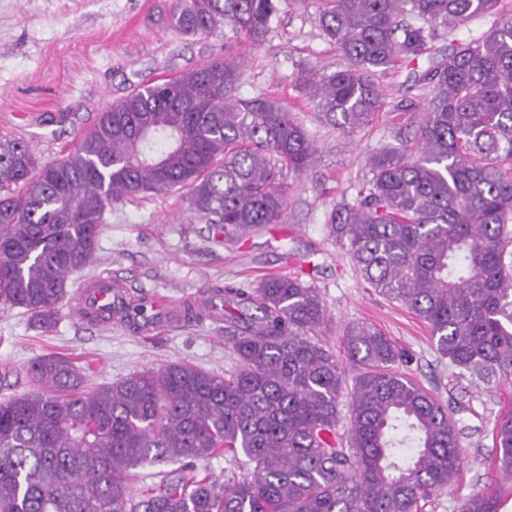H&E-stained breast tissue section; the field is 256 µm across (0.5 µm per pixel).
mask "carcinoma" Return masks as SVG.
<instances>
[{
  "instance_id": "cac0c4a2",
  "label": "carcinoma",
  "mask_w": 512,
  "mask_h": 512,
  "mask_svg": "<svg viewBox=\"0 0 512 512\" xmlns=\"http://www.w3.org/2000/svg\"><path fill=\"white\" fill-rule=\"evenodd\" d=\"M286 2L175 0L171 27L226 32L224 56L137 87L52 162L0 139L1 306L51 328L70 276L96 258L106 211L138 195L186 188L191 210L226 234L282 223L287 179L308 170L317 147L285 102L239 95L232 44L265 42ZM317 3L344 65H302L293 82L343 133L372 125L396 66L448 43L415 73L420 93L390 103L391 141L328 227L370 288L426 324L459 377L511 382L512 3ZM206 295L185 317L224 322L235 367L222 375L173 362L88 390L79 366L49 353L27 369L35 389L15 393L14 371L0 369V512H422L448 488L462 464L458 421L390 337L346 325L343 364L319 339V289L298 276ZM148 304L124 297L83 315L138 332L153 321ZM493 441L511 476V406ZM223 453L242 469L237 480L198 475ZM171 461L180 471L149 473L136 493L138 469ZM510 497L485 486L457 512H501Z\"/></svg>"
}]
</instances>
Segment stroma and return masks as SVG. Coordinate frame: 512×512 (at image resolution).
Segmentation results:
<instances>
[{
    "mask_svg": "<svg viewBox=\"0 0 512 512\" xmlns=\"http://www.w3.org/2000/svg\"><path fill=\"white\" fill-rule=\"evenodd\" d=\"M172 5L173 0H0V137L28 142L39 162L56 160L99 112L134 87L223 54V33L172 31L166 23ZM301 62L330 72L344 63L318 26L315 0L283 6L266 41L247 51L239 87L240 95L264 92L290 104L319 149L314 165L289 181L283 222L217 236L190 209L182 189L113 205L97 259L71 276L52 331L40 329L23 310H0V366L19 371L21 392L30 388L29 364L47 353L74 361L91 389L175 361L221 373L235 363L222 322L183 320L149 333L92 324L75 314L80 286L107 271L131 296L162 293L180 307L211 285L251 288L264 275L305 270L324 300V340L335 354L343 352L348 323L370 322L410 356L413 379L454 411L463 464L424 512H457L460 500L473 491L503 481L492 429L499 399L512 398V387L469 386L439 357L427 326L401 303L369 288L346 249L330 237L328 215L336 201L354 200L368 180L366 159L388 116L379 114L372 126L349 136L322 123L292 81Z\"/></svg>",
    "mask_w": 512,
    "mask_h": 512,
    "instance_id": "stroma-1",
    "label": "stroma"
}]
</instances>
